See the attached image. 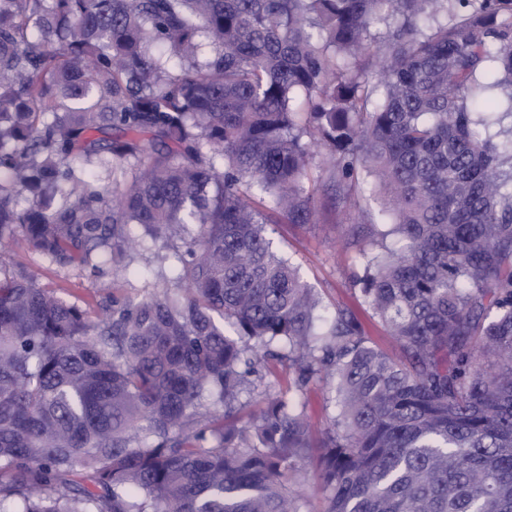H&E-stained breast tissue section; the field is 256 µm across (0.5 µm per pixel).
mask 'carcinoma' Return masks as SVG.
Returning <instances> with one entry per match:
<instances>
[{
	"instance_id": "carcinoma-1",
	"label": "carcinoma",
	"mask_w": 512,
	"mask_h": 512,
	"mask_svg": "<svg viewBox=\"0 0 512 512\" xmlns=\"http://www.w3.org/2000/svg\"><path fill=\"white\" fill-rule=\"evenodd\" d=\"M491 90L511 117L512 0H0V238L95 271L133 224L200 227L179 287L96 311L0 276V512H301L313 448L327 512H512ZM94 165L134 175L109 198ZM364 173L395 244L352 286L400 359L265 235L316 222L313 179L346 215ZM258 348L298 389L324 372L321 435L283 399L241 422Z\"/></svg>"
}]
</instances>
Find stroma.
<instances>
[{
	"label": "stroma",
	"mask_w": 512,
	"mask_h": 512,
	"mask_svg": "<svg viewBox=\"0 0 512 512\" xmlns=\"http://www.w3.org/2000/svg\"><path fill=\"white\" fill-rule=\"evenodd\" d=\"M377 208L371 191L366 189L361 193L359 207L344 221H337L328 212L317 223L303 227L275 225L270 237L278 255L297 267L301 278L322 298L326 314L339 308L351 312L368 341L396 357L400 354L397 344L384 334L363 304L359 290L351 284L353 271L361 265L362 252L377 254L382 250L372 239L354 240L352 233L353 226L369 223ZM198 230V225L189 224L176 237L152 238L143 227H133V234L144 238V247L132 252L120 267L113 266L109 255H102L95 274L58 268L21 238L6 239L0 241V272L7 274L24 267L37 284L57 289L60 296L80 304L109 299L116 290L140 298L173 287L172 256L189 248ZM292 378V372L284 366L273 373L264 369L250 377L239 398L241 416L258 412L271 400L284 396L303 410L315 428H326L336 414L329 386L324 380L315 379L298 392L291 388Z\"/></svg>",
	"instance_id": "stroma-1"
}]
</instances>
